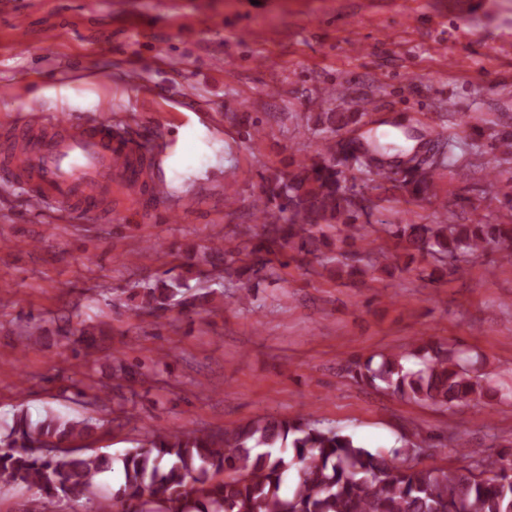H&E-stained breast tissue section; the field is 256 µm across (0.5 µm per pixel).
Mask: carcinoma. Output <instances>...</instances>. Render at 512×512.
Returning a JSON list of instances; mask_svg holds the SVG:
<instances>
[{
    "label": "carcinoma",
    "instance_id": "obj_1",
    "mask_svg": "<svg viewBox=\"0 0 512 512\" xmlns=\"http://www.w3.org/2000/svg\"><path fill=\"white\" fill-rule=\"evenodd\" d=\"M354 117L321 112L314 155L289 171L274 172L252 205L260 231L242 250L213 244L204 259L230 258L239 264L236 301L249 300L254 280L277 262L318 256L329 234L370 246L366 225L371 199L353 181L374 183L384 193L403 190L415 200L432 196L436 170L453 171L458 162L430 157L394 167L384 161L386 148L373 138L341 136ZM492 222L448 220L436 224H389L381 230L396 240L401 253L378 252L384 268L400 269L401 255L432 259L434 269L453 276L465 272L468 258L486 251L512 255V200ZM336 269L350 276L375 268L357 253ZM185 284L158 280L143 289V307L165 310L172 300L185 309L196 296ZM476 360L463 349L418 339L401 348L355 361L353 378L418 404L448 407L470 397H512V388H486L474 372ZM92 417L69 418L48 410L32 418L13 415L0 441V494L18 485L42 495L41 512H57L60 500L79 501L95 492L99 478L119 470L121 482L103 497L99 512H512V457L485 455L461 468L417 467L413 444L389 453L366 448L350 433L320 426L302 415L260 417L209 432L178 433L155 429L123 455H85L70 448L73 440L100 428Z\"/></svg>",
    "mask_w": 512,
    "mask_h": 512
}]
</instances>
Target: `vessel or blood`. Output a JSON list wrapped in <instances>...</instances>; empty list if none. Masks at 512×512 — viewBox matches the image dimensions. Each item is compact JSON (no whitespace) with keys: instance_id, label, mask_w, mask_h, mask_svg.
I'll return each instance as SVG.
<instances>
[{"instance_id":"obj_1","label":"vessel or blood","mask_w":512,"mask_h":512,"mask_svg":"<svg viewBox=\"0 0 512 512\" xmlns=\"http://www.w3.org/2000/svg\"><path fill=\"white\" fill-rule=\"evenodd\" d=\"M0 182L23 185L32 210L60 205L84 213L100 209L113 181L134 199L165 198L147 150L110 116L46 120L28 108L0 135Z\"/></svg>"}]
</instances>
